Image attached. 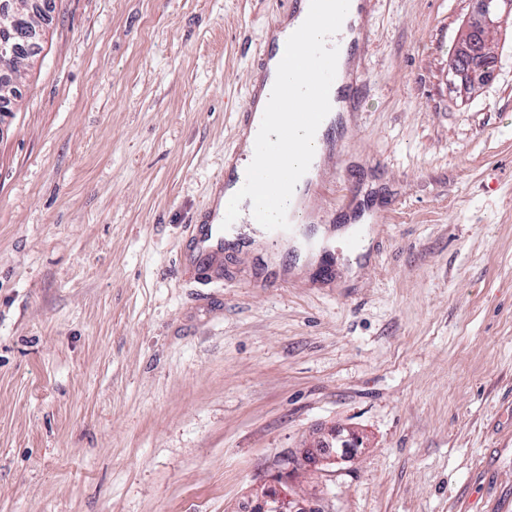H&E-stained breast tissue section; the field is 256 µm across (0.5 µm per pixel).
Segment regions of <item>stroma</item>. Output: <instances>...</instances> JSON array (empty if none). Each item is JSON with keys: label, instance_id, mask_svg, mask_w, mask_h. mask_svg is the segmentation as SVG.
<instances>
[{"label": "stroma", "instance_id": "35a3bbf8", "mask_svg": "<svg viewBox=\"0 0 512 512\" xmlns=\"http://www.w3.org/2000/svg\"><path fill=\"white\" fill-rule=\"evenodd\" d=\"M288 0H55L0 133V512H252L276 461L323 512L512 506V27L470 96L475 0H368L364 95L321 176L364 254L293 274L192 216L238 152ZM284 50L285 45L279 50L277 44L268 40L259 48L253 61L255 78L247 89L243 108L238 113L236 122L237 132L239 135L241 134L240 152L247 154L250 149L248 165L253 159L255 138L263 116V113L258 114V112H264L275 82L277 66L284 54ZM273 60L274 62L271 64ZM261 95L264 96L265 106L261 111H258L256 103ZM242 132L251 134V144L249 135ZM306 452H304L301 455V458L298 456H284L282 457L277 465V471L280 474H285L288 477V474H294V470L299 463V460H301L305 465H308L309 467L316 466L318 464L324 465L326 467L333 466L336 464H339V460H341V457H339L337 454H331L324 448H329V444L327 442H319L315 446H310Z\"/></svg>", "mask_w": 512, "mask_h": 512}]
</instances>
